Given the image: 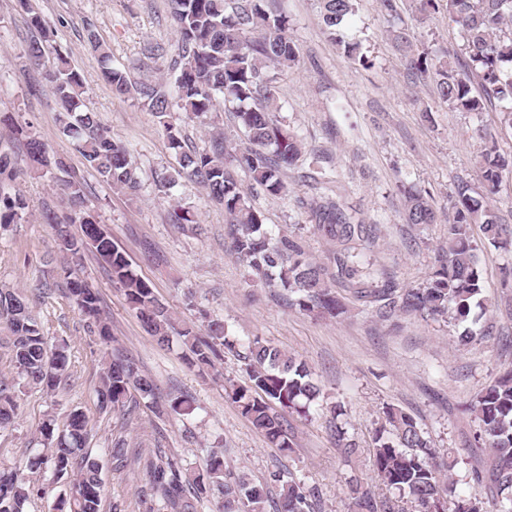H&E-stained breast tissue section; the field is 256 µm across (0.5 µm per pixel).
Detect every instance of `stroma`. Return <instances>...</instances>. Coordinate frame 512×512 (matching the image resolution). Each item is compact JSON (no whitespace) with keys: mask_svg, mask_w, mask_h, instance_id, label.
I'll use <instances>...</instances> for the list:
<instances>
[{"mask_svg":"<svg viewBox=\"0 0 512 512\" xmlns=\"http://www.w3.org/2000/svg\"><path fill=\"white\" fill-rule=\"evenodd\" d=\"M265 9L286 14L296 42V66L275 72L281 115L303 140L307 151L322 153L325 168L340 187V201L361 223L373 225L376 242L371 257L400 286H419L437 264L448 235L447 224L404 223L402 187L421 189L439 215H447L459 183L474 197L486 195L482 171L474 156L479 148L477 125L497 131L501 151L512 154V130L501 129L497 105L482 115L451 108L438 99L432 75L412 73L395 50L391 32L408 29L419 50L439 57L441 50L462 51L463 42L446 7L420 18L415 0H398L395 13L382 12L378 0H357L340 31L345 41L361 42L367 63L348 59L324 30L317 0H266ZM40 14L54 31V41L71 67L84 79V103L96 112L114 139L134 151L141 189L136 198L114 192L89 170L71 140L60 130L49 84L27 59L29 17ZM95 33L108 49L113 66L130 70L132 78L158 76L164 60L136 70L148 44H175L178 36L167 19L166 0H0V110L18 122L33 123L50 154L63 158L69 174L85 185L88 206L122 249L155 295L182 321L203 328L223 320L231 341L216 361L219 379L200 375L181 358L180 340L159 346L129 308L120 284L92 251H85L82 277L95 288L112 325L113 354L135 360L158 387V403L171 396H193L199 410L183 421L173 415L143 410L125 437L141 456L123 472L105 468V502L121 512H140L146 485L142 458L163 448L183 463L202 465L211 447L223 448L233 470L256 481L277 471L292 473L319 496L321 512H351L349 485L359 480L374 486L372 436L382 411L394 407L410 414L432 442L439 458L455 455L459 496L474 491L466 472L489 451L476 439V425L465 405L505 369L512 367V245L496 248L479 242L486 308L477 329L490 336L468 350H457L454 325L426 316L397 323L378 320L361 302L350 301L347 317L325 320L288 306L281 291L252 283L243 268L226 254L225 216L194 182L179 180L168 194L155 186L158 173L177 166L158 117L136 100L113 95L101 77V61L86 43ZM18 176L14 187L27 200L20 223L0 230V284L20 289L45 325L50 345L67 344L69 384L50 396L22 388L20 416L0 432V460H24L36 447L43 420L64 423L75 408L88 416L89 446L102 455L112 440L111 412L99 409L98 372L104 348L90 336L85 321L66 297L63 269L70 258L54 244L41 214L58 207V180L33 173L22 149H15ZM288 195L254 193L271 232L301 238L309 253L325 256V241L314 234L305 200L316 189L303 169L289 173ZM194 211L199 231L171 223L172 204ZM261 337L305 360L323 386L326 408L309 419H293L297 446L284 452L268 444L224 398V381H244L242 356L249 340ZM342 409L332 417L329 406ZM353 437L358 450L344 457L334 443L336 427Z\"/></svg>","mask_w":512,"mask_h":512,"instance_id":"obj_1","label":"stroma"}]
</instances>
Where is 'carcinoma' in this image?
I'll use <instances>...</instances> for the list:
<instances>
[{
  "label": "carcinoma",
  "instance_id": "cac0c4a2",
  "mask_svg": "<svg viewBox=\"0 0 512 512\" xmlns=\"http://www.w3.org/2000/svg\"><path fill=\"white\" fill-rule=\"evenodd\" d=\"M264 0H168V19L178 34L174 49L163 43L147 47L149 59L167 60L166 77L133 82L124 69L106 65L102 79L116 96H130L162 119L168 148L178 160L172 173L156 176L158 190L167 193L179 178L202 187L207 198L222 206L227 218L226 253L246 267L256 281L288 292L289 305L318 317L338 318L347 313L337 289L375 308L383 320L400 315L426 314L455 326L477 323L482 314L478 296L483 290V271L473 242V227L493 246L512 238V227L498 213L471 195L468 185H458L448 210V242L438 265L418 288H404L386 279L372 287L377 272L368 252L371 237L366 225L355 224L330 196L314 198L309 210L317 231L329 244L324 259L307 254L296 237L265 229V217L231 175L226 161L241 168L251 188L272 196H288V172L309 162L306 178L315 184L327 179L319 157L307 155L299 135L279 115L281 106L271 76L298 61V48L288 34V18L264 9ZM357 0H319L324 29L336 39V28L354 11ZM448 16L459 27L467 56V69H458L454 53L432 61L418 51L404 29L392 31L391 40L411 69L431 74L439 99L463 112L480 113L493 99L512 103V0H447ZM39 38L27 47V57L44 68V78L54 88L58 122L64 135L85 164L113 189L134 195L140 188L138 166L128 146L112 138L97 114L85 108L84 81L68 58L53 43L42 17H30ZM479 78L482 93L473 92L471 77ZM232 105V114L246 140L237 148L224 138L219 121L209 124L204 147L188 146L179 129L165 117L173 108L200 116L215 111L216 99ZM481 145L476 155L488 193L499 188L503 173H512V155L501 152L495 133L486 127L476 131ZM23 142L35 171L66 170L64 160L53 159L46 143L30 123L21 124L13 113L0 111V139ZM12 159L0 150V229L18 224L28 208L26 199L11 188ZM63 202L70 212L62 222L47 209L45 223L55 233L58 248L70 254L65 269L69 298L84 317L89 332L108 345L112 328L100 308L95 289L78 274L81 250L93 249L123 286L130 308L157 344L180 338L185 363L202 374L214 371L215 359L226 340L224 322L210 320L205 337L179 320L155 295L152 286L132 268L125 254L108 235L97 232V219L86 205L84 185L77 179L62 181ZM403 220L407 224H435L436 210L419 190L407 193ZM80 225L81 235L70 227ZM0 340L11 354L13 372L0 374V430L19 416L17 389L40 388L53 393L65 382L67 354L63 347L48 346L46 330L33 314L28 299L16 288L0 287ZM246 381H230L225 398L260 430L268 443L284 452L296 446L292 424L286 416L308 419L311 406L323 397L322 386L308 364L254 338L243 355ZM154 381L129 359L102 360L96 389L98 406L116 414L117 427L125 429L143 407L161 412ZM169 409L182 418L195 414L196 404L187 395L169 400ZM477 423V438L485 441L492 456L471 467L469 476L486 489L467 496L454 494L451 471L455 457L437 460L431 441L415 419L393 407L383 411L373 438L372 466L379 493L350 483L353 512H512V367L467 406ZM89 419L75 409L63 424L49 419L40 429V447L26 465L0 462V512H26L34 496L47 488L32 482L25 469L48 467L54 481L66 480L55 496L52 512H102L104 465L89 451ZM109 462L121 470L131 462L126 440L118 437L104 449ZM144 469L150 489L167 512H198L205 500L221 495L217 512H315V491L303 487L292 474L273 475L280 485L278 498L268 496L266 486L233 474L224 464L223 451L210 450L204 464L187 468L180 458L161 450L148 458Z\"/></svg>",
  "mask_w": 512,
  "mask_h": 512
}]
</instances>
